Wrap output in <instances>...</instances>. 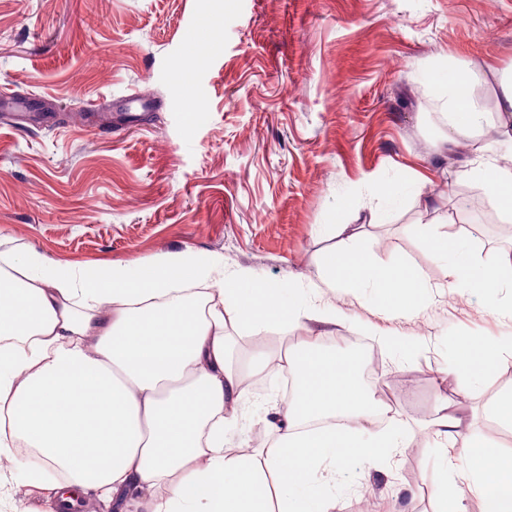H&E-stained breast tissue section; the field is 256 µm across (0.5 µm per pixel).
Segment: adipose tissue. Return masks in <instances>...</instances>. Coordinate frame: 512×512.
Segmentation results:
<instances>
[{
    "mask_svg": "<svg viewBox=\"0 0 512 512\" xmlns=\"http://www.w3.org/2000/svg\"><path fill=\"white\" fill-rule=\"evenodd\" d=\"M430 79L451 134L481 140L483 160L465 177L489 184L511 220L512 165L492 151L468 71L445 62ZM424 243L446 261L449 289L493 297L495 313L512 315L511 254L480 263L468 237L442 222L426 226ZM222 263L186 249L145 263L74 267L33 248L0 250V456L20 484L52 492L60 512L82 492L111 512H332L336 470L355 458L391 460L415 439L402 426L376 430L384 405L357 358L310 336L251 366L260 378L292 371L293 393L269 420L267 445L227 453L224 429L248 391L229 360L226 314L258 330L332 325L336 312L311 304L306 288L287 290L245 269L224 274ZM317 276L334 290H371L386 312L410 311L425 298L408 265L376 263L348 241L324 254ZM505 351L512 338L458 337L451 360L460 388L477 387ZM339 412L346 422L328 424ZM421 431L466 463L440 466L437 512H459L461 479L483 512H512L511 452L448 415ZM19 441L31 455L14 453Z\"/></svg>",
    "mask_w": 512,
    "mask_h": 512,
    "instance_id": "obj_1",
    "label": "adipose tissue"
}]
</instances>
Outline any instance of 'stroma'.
<instances>
[{"mask_svg":"<svg viewBox=\"0 0 512 512\" xmlns=\"http://www.w3.org/2000/svg\"><path fill=\"white\" fill-rule=\"evenodd\" d=\"M451 57L472 70L476 100L498 99L512 68V0H0V91L40 94L38 111L62 122L0 123V244L31 246L64 264L145 262L192 249L223 257L225 271L287 282L313 273L349 225L378 262H403L426 282L407 314L376 309L370 295L313 293L336 308L326 346L400 337L405 356L383 352L392 394L378 428L416 426L439 395L483 433L491 402L512 390V357L472 392L444 380L458 337L512 336V317L447 288L448 271L426 248L421 225L451 216L455 192L476 195L489 224L502 218L490 186L461 176L472 151L449 148L442 106L428 80ZM155 110L111 134L75 111L100 112L130 94ZM402 187L389 214L372 184ZM437 205L422 211L419 194ZM233 363L296 345L227 319ZM287 377H265L226 447L265 432ZM440 451L430 437L393 461L336 475L335 512H435Z\"/></svg>","mask_w":512,"mask_h":512,"instance_id":"obj_1","label":"stroma"}]
</instances>
